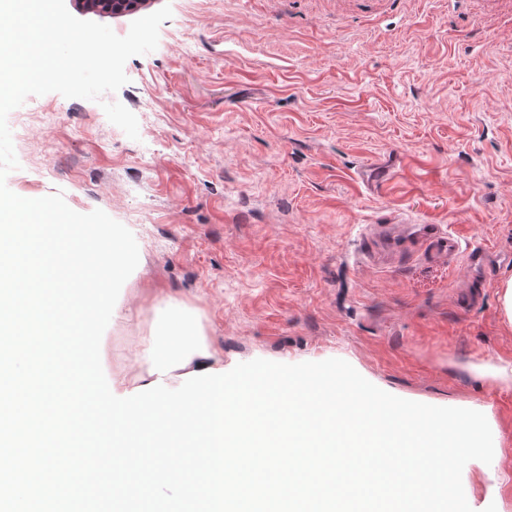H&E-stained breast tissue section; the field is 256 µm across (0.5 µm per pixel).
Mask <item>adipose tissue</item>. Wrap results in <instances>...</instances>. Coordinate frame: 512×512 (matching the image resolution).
<instances>
[{
    "label": "adipose tissue",
    "mask_w": 512,
    "mask_h": 512,
    "mask_svg": "<svg viewBox=\"0 0 512 512\" xmlns=\"http://www.w3.org/2000/svg\"><path fill=\"white\" fill-rule=\"evenodd\" d=\"M178 333L180 341L174 348L166 352L149 351L147 355L149 371L141 377V384L147 385L160 378H169L172 371L179 368L188 367L194 371L222 368V361L214 356L201 339L194 316L188 314L181 316Z\"/></svg>",
    "instance_id": "1"
}]
</instances>
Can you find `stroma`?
<instances>
[{
    "label": "stroma",
    "instance_id": "stroma-1",
    "mask_svg": "<svg viewBox=\"0 0 512 512\" xmlns=\"http://www.w3.org/2000/svg\"><path fill=\"white\" fill-rule=\"evenodd\" d=\"M155 51L102 102L57 93L15 141L24 198L62 193L126 226L139 264L102 341L136 380L168 342L157 302L196 312L225 369L339 358L403 399L482 412L494 458L473 512H512V0H150ZM380 170L388 181L373 182ZM458 239L411 245L410 227ZM485 247L475 268L466 249Z\"/></svg>",
    "mask_w": 512,
    "mask_h": 512
}]
</instances>
